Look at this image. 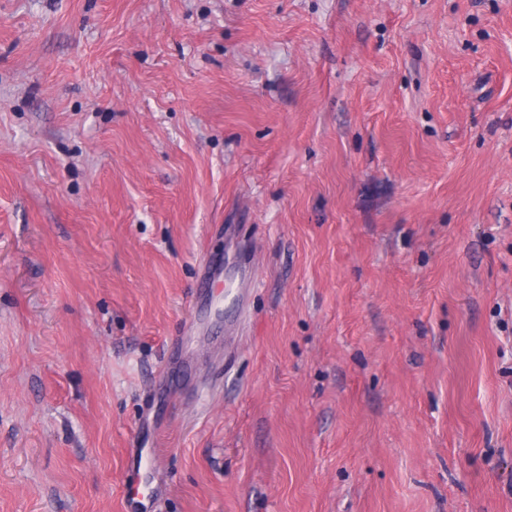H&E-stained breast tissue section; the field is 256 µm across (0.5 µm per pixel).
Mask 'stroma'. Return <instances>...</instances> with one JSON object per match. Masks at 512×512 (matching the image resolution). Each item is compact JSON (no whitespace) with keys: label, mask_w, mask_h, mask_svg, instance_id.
Here are the masks:
<instances>
[{"label":"stroma","mask_w":512,"mask_h":512,"mask_svg":"<svg viewBox=\"0 0 512 512\" xmlns=\"http://www.w3.org/2000/svg\"><path fill=\"white\" fill-rule=\"evenodd\" d=\"M139 457L150 512H512V0H0V512Z\"/></svg>","instance_id":"35a3bbf8"}]
</instances>
